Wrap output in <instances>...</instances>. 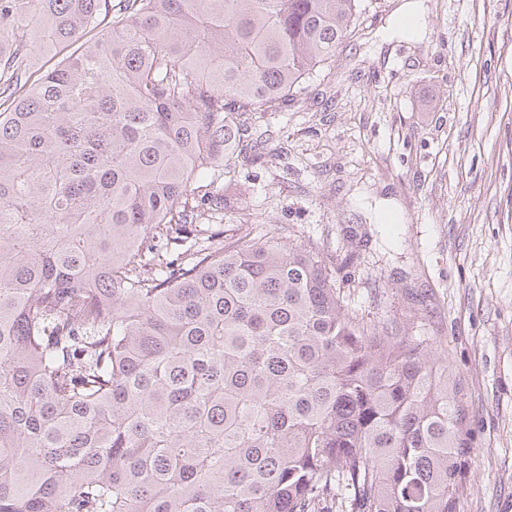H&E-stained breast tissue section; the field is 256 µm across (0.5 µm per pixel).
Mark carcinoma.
Wrapping results in <instances>:
<instances>
[{
	"instance_id": "1",
	"label": "carcinoma",
	"mask_w": 512,
	"mask_h": 512,
	"mask_svg": "<svg viewBox=\"0 0 512 512\" xmlns=\"http://www.w3.org/2000/svg\"><path fill=\"white\" fill-rule=\"evenodd\" d=\"M356 0H0V512H457L461 387L224 214ZM52 54L48 66L37 57Z\"/></svg>"
}]
</instances>
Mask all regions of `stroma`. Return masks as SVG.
I'll use <instances>...</instances> for the list:
<instances>
[{
	"mask_svg": "<svg viewBox=\"0 0 512 512\" xmlns=\"http://www.w3.org/2000/svg\"><path fill=\"white\" fill-rule=\"evenodd\" d=\"M359 0L353 33L225 184L223 228L288 229L350 314L420 337L462 387L458 512H512V0Z\"/></svg>",
	"mask_w": 512,
	"mask_h": 512,
	"instance_id": "obj_1",
	"label": "stroma"
}]
</instances>
